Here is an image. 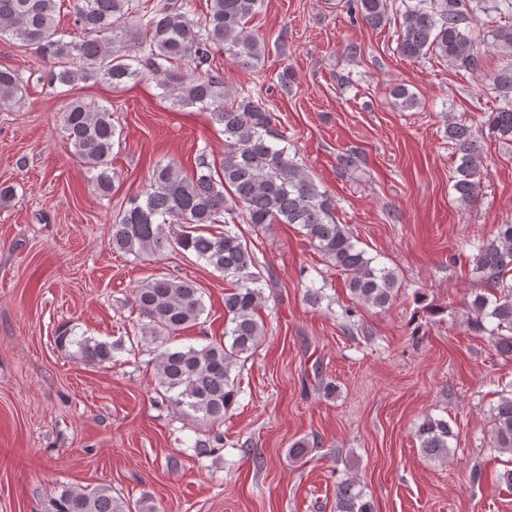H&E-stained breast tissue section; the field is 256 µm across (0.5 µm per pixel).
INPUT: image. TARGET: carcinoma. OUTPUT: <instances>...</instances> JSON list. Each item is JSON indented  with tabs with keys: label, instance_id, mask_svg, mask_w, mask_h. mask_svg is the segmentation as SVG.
I'll return each mask as SVG.
<instances>
[{
	"label": "carcinoma",
	"instance_id": "carcinoma-1",
	"mask_svg": "<svg viewBox=\"0 0 512 512\" xmlns=\"http://www.w3.org/2000/svg\"><path fill=\"white\" fill-rule=\"evenodd\" d=\"M261 0H210L209 12L195 17L191 0H161L148 7L134 0H78L74 25L79 39L66 41L59 29L57 0H0V36L36 46L56 61L51 85L70 86L100 80L115 89L149 77L182 107L201 106L212 123L222 127L224 159L198 158L188 176L169 161L152 169L149 188L119 209L112 221V249L137 258L156 257L168 249L196 256L224 273L231 288L224 294V340L201 347L166 348L156 358L158 395L198 425L194 448L200 455L224 444L215 428L236 403L240 392L233 370L259 347L266 335L257 320L265 300L262 276L254 252L237 232L238 222L264 229L269 224H295L306 231L327 262L346 275L357 302L384 309L397 297L396 272L375 264L357 246L346 225L337 221L327 191L309 177L277 142L285 137L273 128L265 102L248 92L232 90L212 74L217 50L244 68H254L266 53V42L249 30L248 22ZM389 0H347L353 19L378 28L390 21ZM472 0H417L405 8L397 52L417 61L434 55L448 66L470 74L484 70L485 44L473 37L478 22ZM494 47L512 57V26L494 29ZM185 61L183 69L178 62ZM500 106L485 121L488 135L512 142V62L487 77ZM23 79L14 70L0 69V110L20 107ZM395 105L410 109L416 97L397 85ZM63 131L73 153L96 171L95 192L107 197L115 190L110 166L119 135L112 111L95 101L73 100L61 114ZM483 129V130H485ZM483 130L448 119V142L459 164L454 172L455 201L466 208L482 195L484 161L479 141ZM177 224L175 237L164 225ZM478 278L489 285L468 305L469 324L486 330L496 350L512 357V224H502L493 239L468 256ZM133 305L147 320L141 339L152 343L176 336L199 324L205 306L199 288L188 279L158 275L141 282ZM494 326L487 328L486 320ZM62 345L77 346L88 361L112 360L116 347L91 338L58 337ZM489 447L512 456V393L502 392L489 411ZM421 454L432 461L448 460L454 431L444 418H423L415 432ZM52 512H151L145 501L135 504L112 495L109 487L86 492L64 488L52 501ZM335 512H373L371 501L348 477L336 484Z\"/></svg>",
	"mask_w": 512,
	"mask_h": 512
}]
</instances>
